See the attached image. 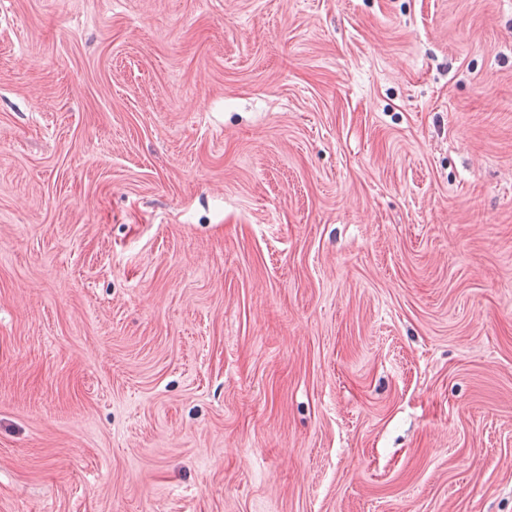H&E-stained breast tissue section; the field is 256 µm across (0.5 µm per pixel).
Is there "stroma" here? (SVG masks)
Masks as SVG:
<instances>
[{"label":"stroma","instance_id":"35a3bbf8","mask_svg":"<svg viewBox=\"0 0 512 512\" xmlns=\"http://www.w3.org/2000/svg\"><path fill=\"white\" fill-rule=\"evenodd\" d=\"M0 512H512V0H0Z\"/></svg>","mask_w":512,"mask_h":512}]
</instances>
